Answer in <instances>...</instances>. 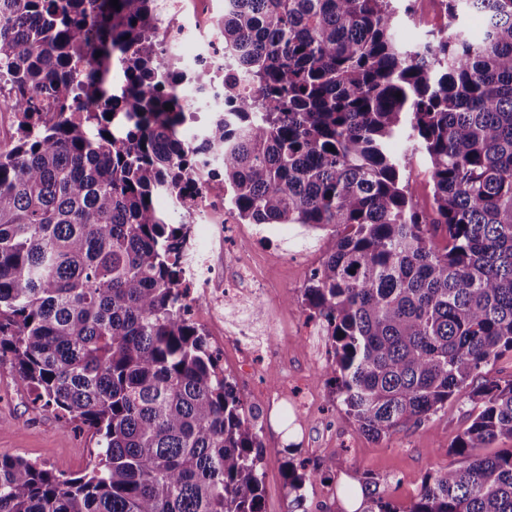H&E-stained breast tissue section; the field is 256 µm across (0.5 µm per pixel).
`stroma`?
Instances as JSON below:
<instances>
[{
    "instance_id": "stroma-1",
    "label": "stroma",
    "mask_w": 512,
    "mask_h": 512,
    "mask_svg": "<svg viewBox=\"0 0 512 512\" xmlns=\"http://www.w3.org/2000/svg\"><path fill=\"white\" fill-rule=\"evenodd\" d=\"M446 22L441 0H416L413 15L398 24L399 35L406 45L414 46ZM327 247L323 232H308L294 224L284 225L276 238L252 241L253 255L267 267L270 287L261 292L244 286L225 300L226 325L248 329L262 350L274 339V319L287 322L291 334L281 352L288 372L283 375L260 364L249 372L229 364L224 370L245 401L260 411L264 445L274 451L293 447L297 459L317 466L319 474L306 488L309 512H348L344 499L366 475L379 480L389 501L402 510L416 497L428 473L457 465L448 446L469 425L472 405L449 400L420 425L399 428L383 439L357 429L334 401L323 375L329 338L310 321L299 301L310 269ZM283 384L289 399L300 401L299 409H269L271 388ZM33 398L31 391L18 386L11 364L0 362V455H20L74 477L88 472L97 451L90 433L55 412L36 409Z\"/></svg>"
}]
</instances>
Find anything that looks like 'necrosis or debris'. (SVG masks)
Returning a JSON list of instances; mask_svg holds the SVG:
<instances>
[{
    "label": "necrosis or debris",
    "mask_w": 512,
    "mask_h": 512,
    "mask_svg": "<svg viewBox=\"0 0 512 512\" xmlns=\"http://www.w3.org/2000/svg\"><path fill=\"white\" fill-rule=\"evenodd\" d=\"M210 0H161L156 38L166 67L181 73L176 87L183 110L190 119L181 138L192 151L198 150L200 125L197 117L202 104L218 109L224 105V80L229 73L224 65V49L219 44L223 11L211 10ZM217 76L213 83L200 87L192 77L200 69ZM199 179L191 196L172 203L173 211L185 214L190 222L206 225L203 237L187 244L183 285L188 300L204 314L211 330L222 328L224 316L218 293L223 283L222 265L214 256L224 249V227L236 223L229 192L220 180L218 160L203 156L199 162Z\"/></svg>",
    "instance_id": "1"
}]
</instances>
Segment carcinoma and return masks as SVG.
<instances>
[{"instance_id":"cac0c4a2","label":"carcinoma","mask_w":512,"mask_h":512,"mask_svg":"<svg viewBox=\"0 0 512 512\" xmlns=\"http://www.w3.org/2000/svg\"><path fill=\"white\" fill-rule=\"evenodd\" d=\"M230 2L224 51L249 92L228 91L200 150L220 155L241 223L329 232L301 303L331 338L334 399L376 439L452 398L474 405L448 446L460 466L427 474L403 510L365 476L359 512H512V448L483 453L512 440V378L482 376L512 351V0H441L448 25L412 47L393 0ZM118 4L0 0L15 123L0 360L100 446L80 477L0 455V512H263L262 463L281 450L181 301L189 225L155 205L198 175L157 15ZM397 141L427 162L428 209ZM314 472L287 461L289 512H308Z\"/></svg>"}]
</instances>
